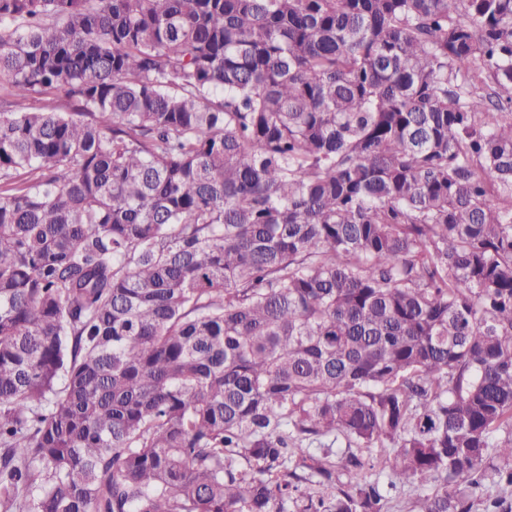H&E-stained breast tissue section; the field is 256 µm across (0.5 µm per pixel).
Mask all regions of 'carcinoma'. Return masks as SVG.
I'll list each match as a JSON object with an SVG mask.
<instances>
[{
    "instance_id": "obj_1",
    "label": "carcinoma",
    "mask_w": 512,
    "mask_h": 512,
    "mask_svg": "<svg viewBox=\"0 0 512 512\" xmlns=\"http://www.w3.org/2000/svg\"><path fill=\"white\" fill-rule=\"evenodd\" d=\"M2 82L0 512H512V0H0ZM381 479L388 491V497L392 506L391 512H409L414 509L413 506L419 493L415 486L398 485L396 488L390 489L387 487V479L385 477Z\"/></svg>"
}]
</instances>
